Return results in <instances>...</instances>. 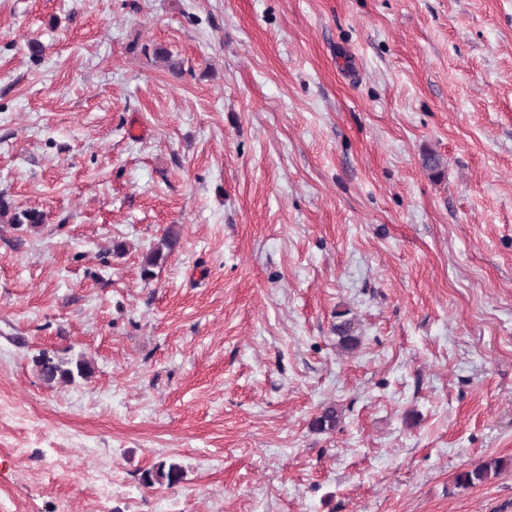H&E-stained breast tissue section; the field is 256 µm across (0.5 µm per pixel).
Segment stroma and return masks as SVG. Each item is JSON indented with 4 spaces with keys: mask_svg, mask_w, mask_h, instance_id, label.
<instances>
[{
    "mask_svg": "<svg viewBox=\"0 0 512 512\" xmlns=\"http://www.w3.org/2000/svg\"><path fill=\"white\" fill-rule=\"evenodd\" d=\"M0 196L9 512H512V0H0ZM179 241V234L177 231L169 229L162 236L157 243L156 247L151 250L143 259L141 266V276L145 280L153 277V269L158 266L161 260L165 259L177 247ZM35 365L42 379L48 384L71 385L76 377L86 379L92 374V367L86 360L72 361L42 354L35 359ZM505 462L498 458L486 460L470 470L457 474L456 483L460 487H473L483 484L492 476H497L504 467ZM183 476L184 471L178 464L160 461L153 468L144 471L141 479L146 486H153L156 483L174 486L182 481Z\"/></svg>",
    "mask_w": 512,
    "mask_h": 512,
    "instance_id": "stroma-1",
    "label": "stroma"
}]
</instances>
